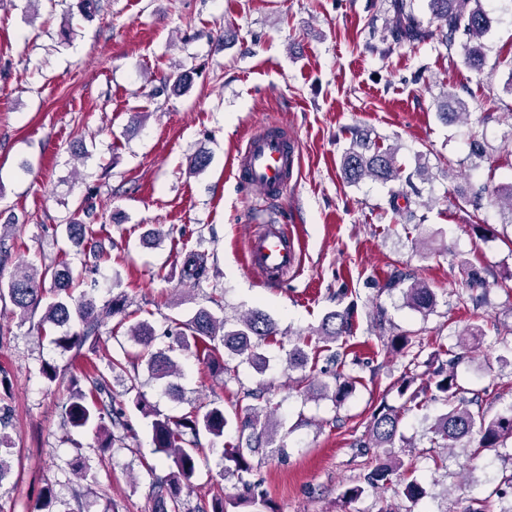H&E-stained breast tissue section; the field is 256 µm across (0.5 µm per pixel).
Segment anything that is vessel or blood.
I'll list each match as a JSON object with an SVG mask.
<instances>
[{"instance_id": "b4317fda", "label": "vessel or blood", "mask_w": 512, "mask_h": 512, "mask_svg": "<svg viewBox=\"0 0 512 512\" xmlns=\"http://www.w3.org/2000/svg\"><path fill=\"white\" fill-rule=\"evenodd\" d=\"M300 143L290 130H255L232 161V173L245 189L263 200H277L288 188L299 165ZM300 244L282 224H267L250 232L244 251L247 268L269 276H283L298 257Z\"/></svg>"}]
</instances>
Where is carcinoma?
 <instances>
[{
	"mask_svg": "<svg viewBox=\"0 0 512 512\" xmlns=\"http://www.w3.org/2000/svg\"><path fill=\"white\" fill-rule=\"evenodd\" d=\"M428 7L438 22L437 29L442 40L452 47L456 35L463 33L466 36V42L462 45L465 63L481 65L483 56L477 41L489 26L481 0H428ZM390 8L398 20L390 32L394 43L421 42L432 37V32L414 14L412 0H391ZM443 110L444 118L457 120L467 114L468 106L461 97L452 93L445 96ZM395 156L396 152L391 148L374 150L365 140H357L342 158V171L350 182L365 178L395 180L400 178ZM66 236L78 254L87 250L103 262L112 258L105 244L95 238L93 228L82 221L66 225ZM206 271L205 254L197 251L186 254L182 267L184 279L198 282ZM84 283L83 273L66 259L40 269L21 262L7 287L0 288V300H9L13 306L12 313L23 321L40 310L42 326L79 325V329L53 339L61 351H72L74 357L86 360L85 366L70 376L69 398L61 414L62 427L67 431L94 429L98 436V450L104 451L112 447L113 441L136 434L125 403L114 395L108 378L93 359L99 352L101 327L113 317L124 315L125 303L123 297L116 296L99 306L92 294L85 291L80 297H73L72 288ZM403 297L407 306L420 312H430L436 304L433 290L418 280L403 289ZM353 318L352 305L333 310L325 315L316 329V335L326 342H335L350 335ZM170 322L172 326L163 332V335L172 337L169 352L193 348L206 359L212 374L220 377L231 373L224 361V352L259 369L264 364V357L260 353L262 344L269 337L277 335L275 323L260 309L245 313L231 329L227 328L224 317L205 307L199 308L185 321L172 318ZM154 336L156 331L150 324L138 322L132 325L129 338L140 347V351L131 353L124 350L122 356L109 360L112 369L125 373L126 392H136L135 408L144 417L152 418L154 452L173 463L172 470L165 477L156 478L150 484L152 512H231L233 508L265 503V494L260 490V482L255 479L254 467L247 456L272 445L281 422L264 400L263 390L248 389L244 397L254 400V403L248 405L247 414L241 421V430H251L246 447L224 452V459L235 466L233 474L237 478V494L232 498L215 494L192 509L185 507L182 494L191 487L198 472L200 437L208 435L214 440L223 438L228 417L224 413V399L218 396L207 405L178 416L164 414L148 403L143 392L139 391V363H146L148 372L156 380L181 374L178 364L168 352L151 350ZM466 346V340L462 339L458 343L459 351L444 352L448 359L434 368L422 385L414 386V379L410 377L402 380L399 395L404 402L398 407L384 404L372 414L367 430L368 441L360 443L363 454L371 456V462L359 477L358 484L341 493L339 502L346 504L360 497L367 488L385 490L393 484L395 476L402 477L406 498L417 501L424 497L422 483L402 472L403 461L392 452L396 442L404 441L400 430L403 413L422 399L447 406L446 412L440 414L431 426L432 448L441 447L448 451L475 442L479 451L497 448L504 441L512 439V403L489 416L482 411L478 394L470 393L458 382L455 367L463 358L462 350ZM355 388V377L337 373L334 400L340 402L346 399ZM11 456V441L1 434L0 483L11 472Z\"/></svg>",
	"mask_w": 512,
	"mask_h": 512,
	"instance_id": "1",
	"label": "carcinoma"
}]
</instances>
